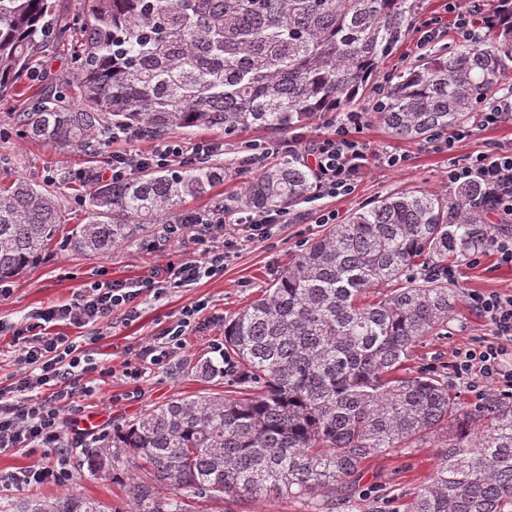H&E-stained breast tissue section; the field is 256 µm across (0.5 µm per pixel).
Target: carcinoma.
Segmentation results:
<instances>
[{"label":"carcinoma","mask_w":512,"mask_h":512,"mask_svg":"<svg viewBox=\"0 0 512 512\" xmlns=\"http://www.w3.org/2000/svg\"><path fill=\"white\" fill-rule=\"evenodd\" d=\"M73 31L53 0H0V99L15 93L40 49L75 38L79 102L34 101L26 137L97 153L112 126L146 137L194 129L280 134L349 112L404 39L414 0H84ZM512 68V0H500L478 45L462 44L378 90L371 118L396 139L454 130L499 92ZM224 170L186 164L94 180L86 223L67 228L54 194L25 178L0 186V282L63 244L108 255ZM293 153L248 182L237 207L290 209L315 191ZM473 187L449 196H385L333 224L263 295L224 322V363L236 395L174 399L112 432L88 456L128 473L127 512H192L196 501L301 498L334 512L363 462L429 442L439 462L407 512H512V398L464 407L448 382L404 363L462 302L439 271L492 234ZM420 268L421 275L412 274ZM398 287L391 288L389 284ZM16 512H111L68 491Z\"/></svg>","instance_id":"carcinoma-1"}]
</instances>
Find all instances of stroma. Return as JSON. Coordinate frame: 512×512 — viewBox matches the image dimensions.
I'll list each match as a JSON object with an SVG mask.
<instances>
[{
    "label": "stroma",
    "instance_id": "35a3bbf8",
    "mask_svg": "<svg viewBox=\"0 0 512 512\" xmlns=\"http://www.w3.org/2000/svg\"><path fill=\"white\" fill-rule=\"evenodd\" d=\"M432 19L437 21L440 33L430 42L420 43V29ZM466 41V36L454 25L448 0H417L412 26L385 63L380 79L389 81L420 57L451 51ZM34 69V75L24 77L11 99L0 102V184L10 183L19 176L40 184L59 197L69 223L82 224L86 221L84 196L89 185L88 174L109 178L113 148L147 154L156 148L158 141L123 133L116 144H105L101 154L90 155L20 137L16 115L26 111L35 98L53 95L57 84L75 79L71 52L60 44L47 47L39 54ZM324 132V123L318 119L306 128L283 134L255 129L230 137L220 130L179 133V140L185 143L223 141L224 153L215 157L214 163L223 167L224 179L207 195L187 198L170 220L177 223L189 212L211 210L218 202H225L224 234L233 244L230 256L223 271L215 275L201 277L184 287L168 289L159 297L144 294L138 307V318L128 324L114 323L92 350L97 359L121 362L142 340L161 335L183 307L200 300L208 301L211 310L222 315L223 320L197 329L189 337L183 353L140 385H133L119 376L100 385L85 410L93 422V433L111 432L152 406L174 398L227 394V379L202 376L195 370L196 363H220L221 358L214 353L213 347L224 340V320L258 299L298 253L300 245L326 232V225L317 221L319 214L335 212L337 222L341 223L353 211L388 194L424 190L445 195L450 191L446 180L447 152L437 149L434 142L427 139L393 138L371 121L364 128L362 140L374 150L387 148L405 154L406 161L401 167H375L362 173L349 195H326L312 202L301 201L289 212L287 224L280 226L270 238L246 240L242 226L236 223L238 212L232 202L246 182L260 170L259 165L248 161L251 145L271 146L280 158L291 152L305 158ZM210 245L209 238L191 230L185 231L180 238H168L164 225L155 224L149 232L114 248L108 256L68 248L56 250L41 264L11 281L9 297L0 299V323H16L40 308L65 302L85 283L101 276L124 282L145 279L167 261L201 258ZM474 255L475 263L457 267L460 287L487 292L512 291V267L496 265L494 257L484 247L476 249ZM487 332L476 313L468 305H460L449 317L447 327L426 337L412 349L407 365L414 370H431L447 376L451 351L463 343L485 337ZM98 447V442L91 440L74 455L73 487L112 506L114 512H123L125 472L115 469L93 471L88 467L87 458ZM436 463L434 449L426 445L371 457L362 467L361 482L346 501L337 505L336 512H404L412 492L432 473ZM195 512H309V509L300 499L266 497L249 502L233 499L199 502Z\"/></svg>",
    "mask_w": 512,
    "mask_h": 512
}]
</instances>
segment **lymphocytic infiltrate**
<instances>
[{"label": "lymphocytic infiltrate", "mask_w": 512, "mask_h": 512, "mask_svg": "<svg viewBox=\"0 0 512 512\" xmlns=\"http://www.w3.org/2000/svg\"><path fill=\"white\" fill-rule=\"evenodd\" d=\"M507 121H512V101L500 97L479 113L476 125L459 127L451 136L439 133L433 137L439 149L449 153V184L476 187L474 203L489 205L505 218L512 217V147L462 156L455 155L454 149L456 142L472 136L475 130ZM364 125L361 112H336L328 119L327 130L313 150L320 192L330 196L350 194L362 170L395 167L401 162V155L391 151L370 150L360 138ZM223 152L224 145L219 141L187 145L175 139L158 145L148 155L116 150L112 153V179L120 182L148 168L205 163ZM191 227L214 242L204 259L167 263L162 278L150 277L135 284L91 282L68 302L38 310L24 322L12 325L18 355L12 383L8 391H0V455L22 452L29 456L30 463L11 474L10 483L35 489L45 485L70 487L74 478L71 455L82 445L83 408L79 398L93 396L95 381L118 371L130 381L143 380L148 371L167 366L183 352L188 337L200 325L215 322L207 303L185 307L162 336L141 343L118 367L93 357L88 350L93 337L77 340L50 331L51 323L61 321L79 329L108 327L116 319L134 321L138 316L137 300L143 294L159 296L168 287L190 284L222 268L228 256L221 244L223 211L192 213L180 223L168 225L167 232L176 237ZM465 297L490 335L452 351L448 363L452 376L476 397H483L491 388L512 397V291L469 289Z\"/></svg>", "instance_id": "lymphocytic-infiltrate-1"}]
</instances>
